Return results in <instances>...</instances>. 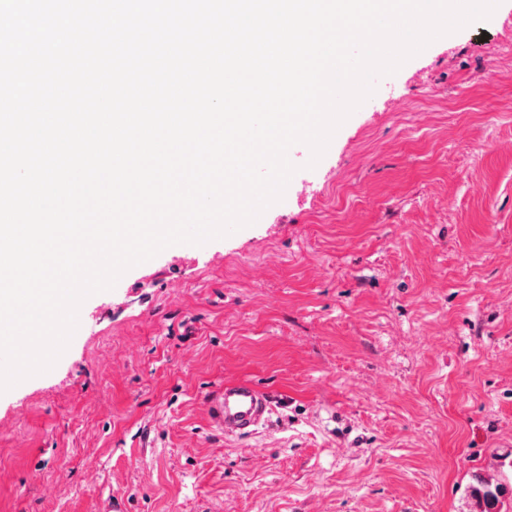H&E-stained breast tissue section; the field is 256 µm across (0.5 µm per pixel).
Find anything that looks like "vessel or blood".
<instances>
[{"mask_svg":"<svg viewBox=\"0 0 512 512\" xmlns=\"http://www.w3.org/2000/svg\"><path fill=\"white\" fill-rule=\"evenodd\" d=\"M207 404L212 423L228 437L255 431L271 408L269 396L247 379L224 382Z\"/></svg>","mask_w":512,"mask_h":512,"instance_id":"vessel-or-blood-1","label":"vessel or blood"}]
</instances>
